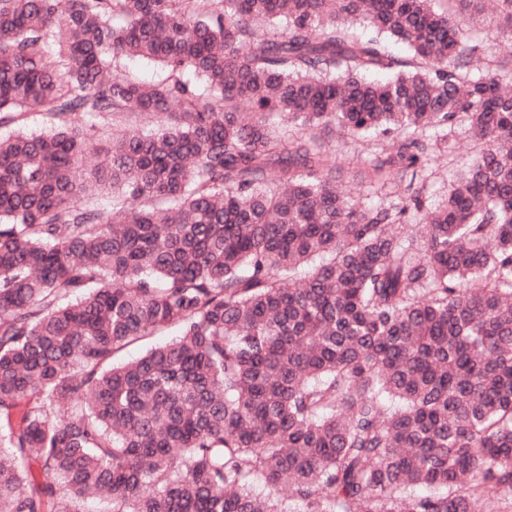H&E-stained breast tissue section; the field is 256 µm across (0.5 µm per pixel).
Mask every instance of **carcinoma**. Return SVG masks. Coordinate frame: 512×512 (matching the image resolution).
Instances as JSON below:
<instances>
[{"mask_svg":"<svg viewBox=\"0 0 512 512\" xmlns=\"http://www.w3.org/2000/svg\"><path fill=\"white\" fill-rule=\"evenodd\" d=\"M436 2L0 0V512L512 506V62L466 33L512 0ZM336 132L393 137L363 177L403 194L353 202ZM125 73L140 82H157L163 75L157 64L139 58H129L122 62ZM482 144L468 133L459 134L448 145V149H436L426 166L433 197L432 203L439 204L445 199L454 182L460 166L481 149Z\"/></svg>","mask_w":512,"mask_h":512,"instance_id":"cac0c4a2","label":"carcinoma"}]
</instances>
